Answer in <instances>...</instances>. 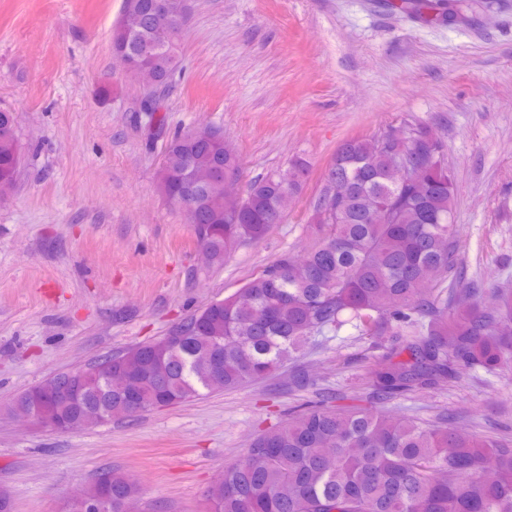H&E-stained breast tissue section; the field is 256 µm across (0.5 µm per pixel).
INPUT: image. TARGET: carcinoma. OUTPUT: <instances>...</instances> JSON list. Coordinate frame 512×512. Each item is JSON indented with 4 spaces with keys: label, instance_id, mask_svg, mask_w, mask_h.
<instances>
[{
    "label": "carcinoma",
    "instance_id": "carcinoma-1",
    "mask_svg": "<svg viewBox=\"0 0 512 512\" xmlns=\"http://www.w3.org/2000/svg\"><path fill=\"white\" fill-rule=\"evenodd\" d=\"M158 2L136 0L135 11L113 26L111 45L133 60H149L156 88L163 89L178 61L157 28ZM390 7L425 23L447 19V0H394ZM404 149L417 163L409 180L398 163ZM20 164L13 113L0 110L1 197L14 189ZM190 168L241 175L231 143L218 150L211 138L187 129L165 146L158 188L167 199L182 194L175 178ZM308 174V163L294 159L249 182L240 203L224 194L223 180L205 184L193 227L206 261L221 265L239 242L262 241L283 222ZM328 196L336 199L335 211L328 223L313 225L315 241L303 257L281 254L234 293L192 314L172 329L178 346L152 341L104 356L79 405L55 400L51 377L15 404L33 399L52 421L82 420L89 411L107 420L124 417V397L110 389V368L134 379L160 378L146 384L150 410L213 391L216 376L224 390L265 380L286 368L311 336L346 325L403 337L400 350L378 357L364 375L386 399L443 386L472 368L512 369V290L502 289L497 305L485 307L480 288H443L456 253L454 183L443 146L426 127L415 126L409 141L343 142L312 217ZM269 442L279 448L273 457L262 451ZM223 475L208 493L222 512H512V440L325 400L258 434ZM109 476L112 498L137 492L126 477Z\"/></svg>",
    "mask_w": 512,
    "mask_h": 512
}]
</instances>
